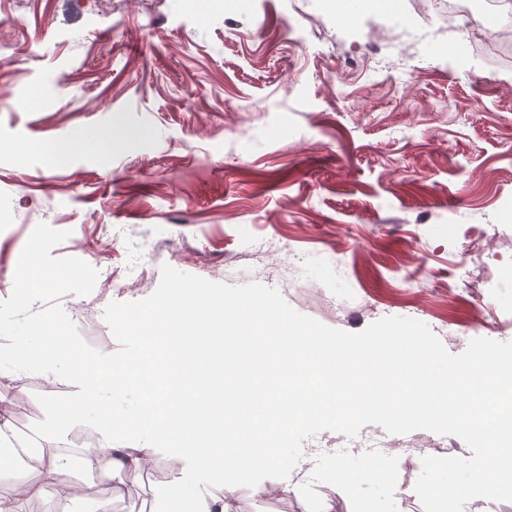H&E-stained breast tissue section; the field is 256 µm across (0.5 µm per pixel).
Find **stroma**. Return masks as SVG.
<instances>
[{"instance_id":"obj_1","label":"stroma","mask_w":512,"mask_h":512,"mask_svg":"<svg viewBox=\"0 0 512 512\" xmlns=\"http://www.w3.org/2000/svg\"><path fill=\"white\" fill-rule=\"evenodd\" d=\"M448 24L434 0H0V279L14 276L39 223L68 231L56 258L75 257L132 286L96 282L58 304L103 353L118 343L111 302L157 288L162 265L214 282H258L297 312L356 333L387 316L425 323L452 354L470 340L512 341V57L480 49L495 30ZM384 54L388 74L368 61ZM111 133L113 148L59 144ZM487 229L482 263L467 227ZM59 378L0 371L20 381L18 429L60 453L72 431L56 423ZM390 439L440 438L433 418L405 425L373 414L339 426L313 417L276 442L300 460L340 429ZM450 459L423 450L332 452L312 471L236 479L233 512H512V487L482 482L485 450L462 431ZM350 484L337 492L329 467ZM157 449L128 474L122 496L85 479L28 498L24 512H153L172 479ZM448 487L447 498L428 495ZM471 487L464 500L455 488Z\"/></svg>"}]
</instances>
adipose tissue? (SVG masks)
<instances>
[{
	"label": "adipose tissue",
	"mask_w": 512,
	"mask_h": 512,
	"mask_svg": "<svg viewBox=\"0 0 512 512\" xmlns=\"http://www.w3.org/2000/svg\"><path fill=\"white\" fill-rule=\"evenodd\" d=\"M113 330L137 337V356L107 367L77 353L73 339L51 337L40 355L44 375L54 378L57 360L70 362L74 387L70 418L93 412L102 436L106 465L90 471L89 481L109 484L112 495L122 493L119 479L140 470L145 455L158 440L182 465L163 491L158 512H230L224 479L230 470L271 469L289 479L292 466L282 456L275 435L286 434L313 413L348 420L377 412L379 404L400 424L429 407L440 424L461 426L486 418L487 397L497 388L501 365L490 351L473 353L450 384L434 381L428 372L433 352L415 353L404 361L405 338L366 340V355L384 354L387 362L369 368L362 359H344L342 339L322 343L312 328H300L270 313L260 298L228 299L195 287L181 289L176 298L159 300L148 309L120 314ZM236 341L247 376L232 399L222 390V343ZM136 390L140 402L127 410L106 400L107 391ZM455 391L468 393L470 404L453 403ZM487 452L482 478L512 483V409L503 407L487 421ZM248 431V457L228 462L240 431ZM204 467L210 480L188 487L186 472Z\"/></svg>",
	"instance_id": "1"
}]
</instances>
